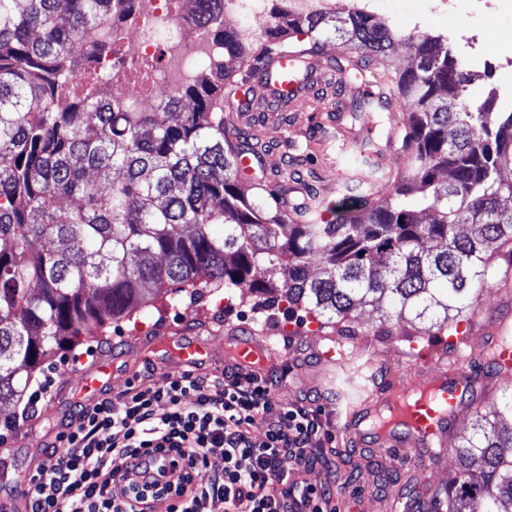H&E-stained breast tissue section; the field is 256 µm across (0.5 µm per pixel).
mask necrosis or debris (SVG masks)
Masks as SVG:
<instances>
[{
    "label": "necrosis or debris",
    "mask_w": 512,
    "mask_h": 512,
    "mask_svg": "<svg viewBox=\"0 0 512 512\" xmlns=\"http://www.w3.org/2000/svg\"><path fill=\"white\" fill-rule=\"evenodd\" d=\"M210 8V0H195L184 10L173 9L169 0H132L125 20L89 27L79 47L92 56L94 69L129 111L143 112L159 90L176 91L191 83L200 61L223 60V43L200 25ZM105 43L116 50L131 47L123 67L110 68L108 57L94 56V49Z\"/></svg>",
    "instance_id": "1"
}]
</instances>
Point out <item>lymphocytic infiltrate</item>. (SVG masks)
I'll list each match as a JSON object with an SVG mask.
<instances>
[{"label":"lymphocytic infiltrate","mask_w":512,"mask_h":512,"mask_svg":"<svg viewBox=\"0 0 512 512\" xmlns=\"http://www.w3.org/2000/svg\"><path fill=\"white\" fill-rule=\"evenodd\" d=\"M277 386L235 363L118 398L101 392L44 441L42 465L20 491L25 512H153L172 494L169 512H335L333 481L295 478L324 462L334 426L314 403L279 402Z\"/></svg>","instance_id":"1"}]
</instances>
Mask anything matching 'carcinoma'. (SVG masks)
<instances>
[{"label": "carcinoma", "mask_w": 512, "mask_h": 512, "mask_svg": "<svg viewBox=\"0 0 512 512\" xmlns=\"http://www.w3.org/2000/svg\"><path fill=\"white\" fill-rule=\"evenodd\" d=\"M269 2L255 49L208 17L224 62L160 92L157 111L126 112L88 82L60 112L47 103L80 78L75 38L126 0H0V406L20 403L59 352L158 298L178 305L187 287L261 293L322 327L385 307L451 336L492 279L512 280V206L502 204L512 198L502 175L512 112L495 111L496 90L476 92L477 75L441 35L397 31L360 5L321 13ZM327 48L343 55L330 60L337 83L377 65L393 85L403 112L365 90L352 119L397 127L400 164L381 168L362 146L336 203L319 198L297 222L279 186L264 200L244 187L237 151L262 143L226 127L219 100L230 61L250 59L254 77L273 55ZM401 48L414 64L400 71L391 58ZM499 256L509 258L501 274ZM474 414L473 432L451 447L446 512H512V384L495 402L481 397Z\"/></svg>", "instance_id": "1"}]
</instances>
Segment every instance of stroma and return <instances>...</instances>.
I'll use <instances>...</instances> for the list:
<instances>
[{
  "mask_svg": "<svg viewBox=\"0 0 512 512\" xmlns=\"http://www.w3.org/2000/svg\"><path fill=\"white\" fill-rule=\"evenodd\" d=\"M373 13L377 20L402 31L422 27L435 33L457 36L460 31L475 34L483 46L487 64L478 68L477 86L486 92L512 83V66L505 65L504 54L512 45L496 37L497 30L512 28V0H453L440 6L439 0H376ZM329 74H321L319 86L323 99L314 98L278 110L255 113L253 120L240 122L242 130H255L267 144L263 155L267 169L290 174L301 173L314 191L327 200L336 197L337 180L342 175L333 163V139L337 127H350L348 111L362 89L361 83L345 84L336 89ZM511 317L512 303L502 300L497 286L485 289L483 304L467 334L471 350L465 363L474 372L475 390L501 389L502 379L492 375L478 348L491 334L494 320ZM248 326L262 334L271 345L267 373L279 376L277 397L294 403L306 394L319 392L318 361L312 353L319 326H307L305 312L288 314L283 307L250 296L236 311L224 309L218 295L201 294L183 297L179 308H147L144 312L109 328L101 336L73 350L61 351L52 361L57 370L51 400L42 406L37 417L19 431L0 440V484L16 485L36 472L43 460L40 437L59 429L76 411L83 376L107 360L112 369L104 388L112 396L122 395L130 385L147 386L180 369L178 362L165 352L154 349L161 332L191 336L208 346L201 369L212 372L225 364L227 330ZM346 347L363 344L369 357L390 367L394 382L401 383L414 374L417 361L410 357L412 346L425 348L427 364L448 366L453 356L447 335H415L412 324L382 320L380 313L359 312L343 338ZM403 467H395L393 458L371 442L359 448L338 446L333 461L342 488L335 503L339 512H391L392 501L410 491L417 483H426L432 492L445 496L448 478L456 468L450 450H442L431 459L416 452L402 457Z\"/></svg>",
  "mask_w": 512,
  "mask_h": 512,
  "instance_id": "1",
  "label": "stroma"
}]
</instances>
